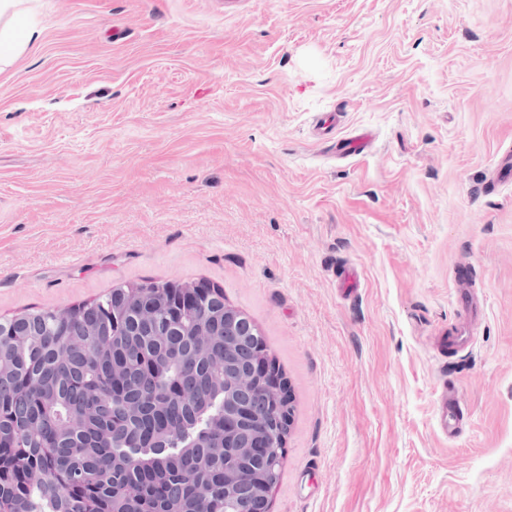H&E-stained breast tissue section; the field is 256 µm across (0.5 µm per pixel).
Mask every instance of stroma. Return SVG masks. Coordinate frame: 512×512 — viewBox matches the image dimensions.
Wrapping results in <instances>:
<instances>
[{"label": "stroma", "mask_w": 512, "mask_h": 512, "mask_svg": "<svg viewBox=\"0 0 512 512\" xmlns=\"http://www.w3.org/2000/svg\"><path fill=\"white\" fill-rule=\"evenodd\" d=\"M35 18L0 72V317L219 287L292 398L271 512H512V184L475 193L512 148V0H38ZM333 109L368 152L315 143ZM459 259L483 320L443 356ZM439 419L442 432L448 438H455L459 432V397L455 387L443 384L439 397Z\"/></svg>", "instance_id": "1"}]
</instances>
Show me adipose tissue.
<instances>
[{
	"mask_svg": "<svg viewBox=\"0 0 512 512\" xmlns=\"http://www.w3.org/2000/svg\"><path fill=\"white\" fill-rule=\"evenodd\" d=\"M34 0H0V70L11 66L42 31L30 23Z\"/></svg>",
	"mask_w": 512,
	"mask_h": 512,
	"instance_id": "1",
	"label": "adipose tissue"
}]
</instances>
